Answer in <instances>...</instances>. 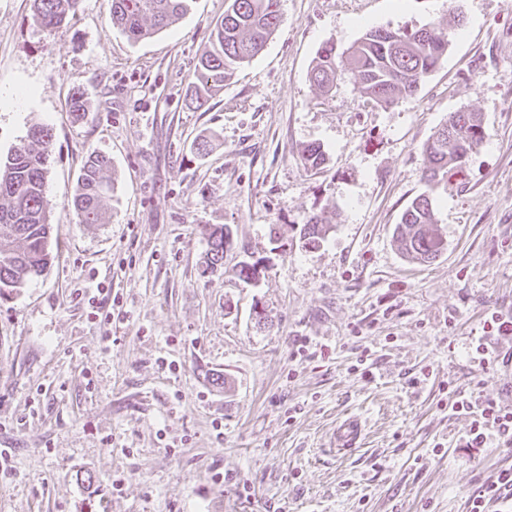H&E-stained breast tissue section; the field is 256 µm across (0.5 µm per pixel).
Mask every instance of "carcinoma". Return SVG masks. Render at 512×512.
I'll list each match as a JSON object with an SVG mask.
<instances>
[{
    "label": "carcinoma",
    "instance_id": "cac0c4a2",
    "mask_svg": "<svg viewBox=\"0 0 512 512\" xmlns=\"http://www.w3.org/2000/svg\"><path fill=\"white\" fill-rule=\"evenodd\" d=\"M193 0H108L112 27L130 40L139 41L161 31L184 16ZM224 17L209 36V48L201 55L188 88L190 102L198 107L210 99L215 86L224 82L241 65L259 56L283 21L281 0H226ZM81 0H32L34 22L44 30L61 26L76 14ZM448 50L445 33L421 28L401 33L388 42L379 30L366 32L341 53L333 44L323 46L310 74L321 91L333 87L339 72L347 70L358 79L361 92L375 105L388 106L413 96L424 79L441 63ZM89 97L74 91L70 112L76 120L85 118ZM22 148L0 158V298L7 299L47 270L51 250L52 203L46 194L51 164L52 129L34 123ZM484 139L482 121L475 112L454 113L428 140L425 153V189L401 214L393 237L403 256L420 265L430 264L447 250V241L437 232L434 192L448 177L463 170L471 154ZM326 161L319 145L302 154L306 169H318ZM111 161L89 154L78 179L71 205L82 224L105 222L103 201L112 188ZM303 239L312 247L324 241L327 228L316 216L303 225ZM227 226L206 230V269L224 265V237Z\"/></svg>",
    "mask_w": 512,
    "mask_h": 512
}]
</instances>
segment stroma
<instances>
[{"instance_id": "1", "label": "stroma", "mask_w": 512, "mask_h": 512, "mask_svg": "<svg viewBox=\"0 0 512 512\" xmlns=\"http://www.w3.org/2000/svg\"><path fill=\"white\" fill-rule=\"evenodd\" d=\"M31 5L0 0V156L52 128V260L0 299V512H469L512 466V446L466 447L471 418L448 406L453 386L512 408V364L475 352L512 354L484 328L512 316V0H281L265 51L199 110L187 89L224 0L138 42L107 0L50 33ZM370 28L447 34L415 96L373 105L345 71L330 93L312 83L323 45ZM460 110L485 136L434 195L447 252L412 264L393 230L424 189L425 143ZM312 144L318 171L301 163ZM93 152L112 190L88 226L69 201ZM313 215L316 248L299 235ZM216 225L232 244L210 272ZM100 287L108 343L88 305ZM349 415L364 438L339 454ZM230 235L227 226H215L206 229L208 249L205 255L206 270L211 272L224 265V236Z\"/></svg>"}]
</instances>
